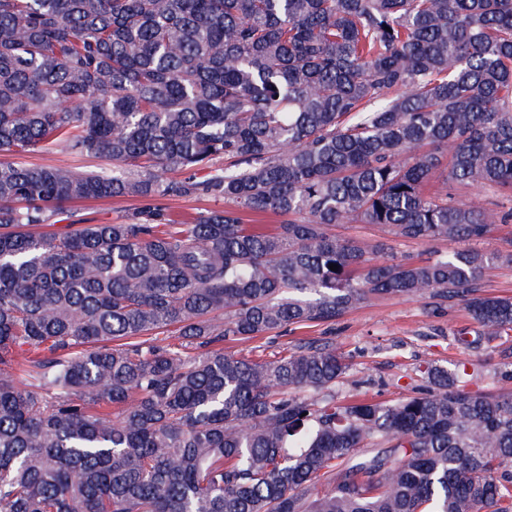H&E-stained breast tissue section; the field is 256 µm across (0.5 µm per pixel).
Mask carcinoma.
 <instances>
[{
	"label": "carcinoma",
	"instance_id": "carcinoma-1",
	"mask_svg": "<svg viewBox=\"0 0 512 512\" xmlns=\"http://www.w3.org/2000/svg\"><path fill=\"white\" fill-rule=\"evenodd\" d=\"M44 149L116 172L0 160V512H512V392L466 363L346 402L331 343L213 348L391 295L462 301L467 350L512 334L499 216L447 188L512 190V0H0V153ZM164 194L235 207L40 231ZM333 232L338 237L356 239L367 245L377 241H384L391 247L390 251L398 258H426L433 251L447 253L462 247V244L458 242L426 244L419 241L397 238L388 233L385 228L367 224H338L333 229ZM482 284L481 290L488 296L512 297V267L488 270Z\"/></svg>",
	"mask_w": 512,
	"mask_h": 512
}]
</instances>
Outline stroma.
Segmentation results:
<instances>
[{
    "label": "stroma",
    "mask_w": 512,
    "mask_h": 512,
    "mask_svg": "<svg viewBox=\"0 0 512 512\" xmlns=\"http://www.w3.org/2000/svg\"><path fill=\"white\" fill-rule=\"evenodd\" d=\"M10 162L29 165L63 166L77 171L108 174L111 161L68 154L59 150L13 154ZM448 191L460 202L475 201L495 210L500 220L485 245L506 248L512 240V192L494 188L463 187L449 184ZM157 208L165 217L186 221L197 212L221 210L223 199L212 196H126L112 199L76 200L67 203L63 214L53 219L56 231L75 224H119L146 208ZM334 232L370 245L386 242L400 258H425L429 253L457 250L454 242L433 245L397 238L387 229L367 224H339ZM473 323L459 302L436 306L431 299H407L398 296L374 297L358 305L330 324L313 323L290 326L274 342L263 339L224 342L225 352L242 357H272L308 342H333L349 364L339 399L394 401L409 394L420 372L428 366L455 370L459 363L469 365L465 390L477 391L489 386L490 374L505 361L503 345L472 353L461 348L456 338L471 334Z\"/></svg>",
    "instance_id": "1"
}]
</instances>
